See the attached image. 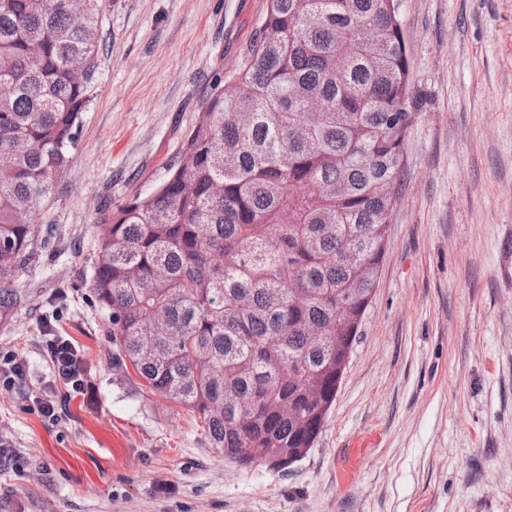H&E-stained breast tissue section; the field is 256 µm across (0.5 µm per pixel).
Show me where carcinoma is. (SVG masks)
<instances>
[{
	"instance_id": "carcinoma-1",
	"label": "carcinoma",
	"mask_w": 512,
	"mask_h": 512,
	"mask_svg": "<svg viewBox=\"0 0 512 512\" xmlns=\"http://www.w3.org/2000/svg\"><path fill=\"white\" fill-rule=\"evenodd\" d=\"M101 4L0 0V324L25 305L35 211L70 162ZM418 108L398 0H268L151 194L98 212L89 288L112 367L200 416L246 467L312 448L385 255Z\"/></svg>"
}]
</instances>
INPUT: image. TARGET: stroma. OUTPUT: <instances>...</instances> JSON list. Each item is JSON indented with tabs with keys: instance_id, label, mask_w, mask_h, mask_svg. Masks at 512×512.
Returning a JSON list of instances; mask_svg holds the SVG:
<instances>
[{
	"instance_id": "35a3bbf8",
	"label": "stroma",
	"mask_w": 512,
	"mask_h": 512,
	"mask_svg": "<svg viewBox=\"0 0 512 512\" xmlns=\"http://www.w3.org/2000/svg\"><path fill=\"white\" fill-rule=\"evenodd\" d=\"M267 0H104L97 79L68 169L36 209L55 230L0 324V512H512V0H402L409 130L378 284L313 448L241 467L194 413L112 367L88 288L99 209L153 192L214 75ZM92 398L56 381L46 335ZM54 401L44 418L36 398Z\"/></svg>"
}]
</instances>
